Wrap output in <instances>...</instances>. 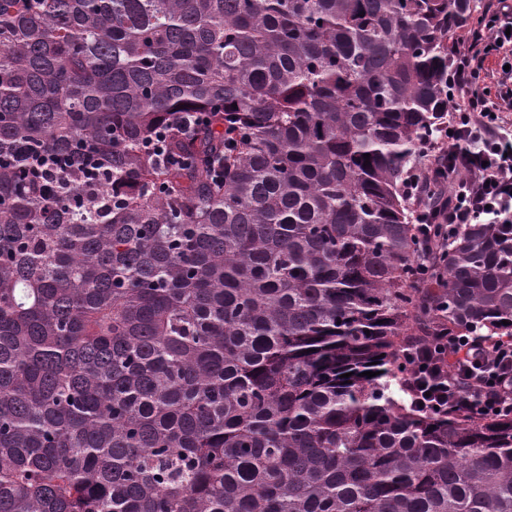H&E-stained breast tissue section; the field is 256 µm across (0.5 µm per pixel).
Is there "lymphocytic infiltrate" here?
<instances>
[{"label": "lymphocytic infiltrate", "instance_id": "1", "mask_svg": "<svg viewBox=\"0 0 512 512\" xmlns=\"http://www.w3.org/2000/svg\"><path fill=\"white\" fill-rule=\"evenodd\" d=\"M448 111L422 167L406 179L416 235L427 255L466 224H512V0H485L482 21L450 46ZM447 184L432 197L429 179ZM406 389L427 413H512V339L447 332L400 351Z\"/></svg>", "mask_w": 512, "mask_h": 512}]
</instances>
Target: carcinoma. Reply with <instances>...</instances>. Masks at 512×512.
Listing matches in <instances>:
<instances>
[{"instance_id": "1", "label": "carcinoma", "mask_w": 512, "mask_h": 512, "mask_svg": "<svg viewBox=\"0 0 512 512\" xmlns=\"http://www.w3.org/2000/svg\"><path fill=\"white\" fill-rule=\"evenodd\" d=\"M477 8L0 0V512H512V417L380 382L512 336V236L418 281L403 193Z\"/></svg>"}]
</instances>
